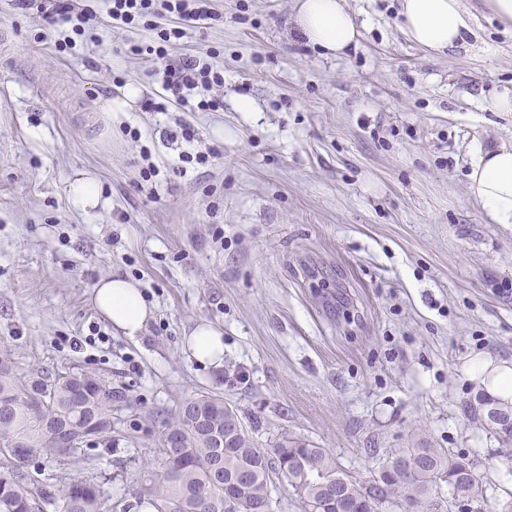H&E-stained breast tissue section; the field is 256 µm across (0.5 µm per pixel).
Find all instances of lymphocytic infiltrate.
Segmentation results:
<instances>
[{
  "label": "lymphocytic infiltrate",
  "instance_id": "obj_1",
  "mask_svg": "<svg viewBox=\"0 0 512 512\" xmlns=\"http://www.w3.org/2000/svg\"><path fill=\"white\" fill-rule=\"evenodd\" d=\"M17 9H37L47 32L55 36L58 52L76 47L77 40H95V31L102 19L118 27L143 26L154 33L147 42L128 43L129 55L160 63L163 101L146 99L142 106L161 112L166 102H178L187 111H219L220 100L212 98L213 88L223 86L224 70L200 58L188 56L179 65L166 64L169 47L183 39L188 29L199 28L217 19L212 0H106L105 15H98L83 0H15Z\"/></svg>",
  "mask_w": 512,
  "mask_h": 512
}]
</instances>
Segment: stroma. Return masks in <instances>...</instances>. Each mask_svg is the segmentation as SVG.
<instances>
[{
	"instance_id": "1",
	"label": "stroma",
	"mask_w": 512,
	"mask_h": 512,
	"mask_svg": "<svg viewBox=\"0 0 512 512\" xmlns=\"http://www.w3.org/2000/svg\"><path fill=\"white\" fill-rule=\"evenodd\" d=\"M465 2L468 47L431 54L402 33L400 0H346L362 37L327 57L295 0H215L220 20L167 61L211 55L223 110L108 116L101 100L125 85L160 91L152 63L123 53L150 31L102 25L60 53L36 12L0 0V356L22 376L91 370L124 395L111 455L92 442L29 458L27 483L96 477L105 512H128L162 420L210 392L257 447L310 441L359 482L426 433L504 500L512 454L467 413L480 391L467 367L512 360V226L488 222L468 174L477 148L512 145V112L487 108L512 90V25ZM211 146L207 164H181ZM143 152L157 177H141ZM80 171L100 186L88 212L68 198ZM112 274L154 306L144 336L90 304ZM202 319L224 328L222 370L182 349Z\"/></svg>"
}]
</instances>
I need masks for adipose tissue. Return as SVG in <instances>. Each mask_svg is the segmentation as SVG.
<instances>
[{
	"instance_id": "adipose-tissue-1",
	"label": "adipose tissue",
	"mask_w": 512,
	"mask_h": 512,
	"mask_svg": "<svg viewBox=\"0 0 512 512\" xmlns=\"http://www.w3.org/2000/svg\"><path fill=\"white\" fill-rule=\"evenodd\" d=\"M408 38L431 53L463 47L470 33V13L463 0H400ZM295 20L307 40L336 54L356 44L360 33L345 0H296ZM470 192L492 222L512 224V146L480 148L468 175ZM90 301L96 311L119 333L136 338L154 318L138 282L120 276L99 279ZM191 361L206 369L224 366V329L199 321L182 338ZM471 370L483 390L500 401L512 403V366L489 357L473 359Z\"/></svg>"
}]
</instances>
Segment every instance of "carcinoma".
I'll return each instance as SVG.
<instances>
[{"instance_id":"cac0c4a2","label":"carcinoma","mask_w":512,"mask_h":512,"mask_svg":"<svg viewBox=\"0 0 512 512\" xmlns=\"http://www.w3.org/2000/svg\"><path fill=\"white\" fill-rule=\"evenodd\" d=\"M121 391L96 372L78 369L55 375L19 376L12 362L0 359V512H38L53 504L59 512H104L100 485L80 477H64L52 486H32L15 472L17 465L38 456L56 460L74 456L83 445L112 434V404ZM202 412L207 430L195 426L193 410ZM470 413L502 447L512 445V404L483 393ZM236 410L224 407L220 395L204 392L180 405L163 423L158 466L141 476L137 495L155 512H223L224 484L216 483L212 463L219 449L215 435L233 436L223 452L225 474L241 470L249 479L238 491L239 512H273L271 484L277 476L304 504L305 512H433V501L448 488L455 499L478 504L477 512H512V502L490 504L473 461L437 448L427 436L411 447L382 455L374 476L354 481L324 448L288 437L256 453L240 427ZM180 438V449L169 447Z\"/></svg>"}]
</instances>
